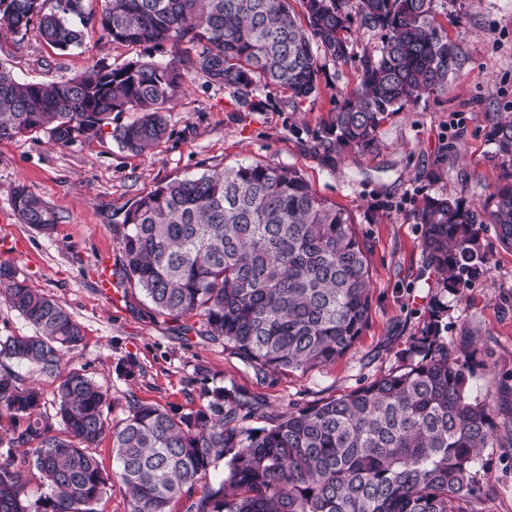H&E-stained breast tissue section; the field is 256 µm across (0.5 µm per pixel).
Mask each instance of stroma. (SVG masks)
I'll return each mask as SVG.
<instances>
[{
  "label": "stroma",
  "instance_id": "1",
  "mask_svg": "<svg viewBox=\"0 0 512 512\" xmlns=\"http://www.w3.org/2000/svg\"><path fill=\"white\" fill-rule=\"evenodd\" d=\"M436 20L456 40L461 67L443 90L425 93L379 128L369 155L346 154L328 168L310 150L312 135L361 80L360 61L382 45L380 31L352 24L347 62L320 59L315 97L289 101L282 89L260 87L251 111H239L228 89L194 77L167 103L169 139L133 155L111 133L62 147L41 133L0 140V264L49 295L83 332L63 370L82 369L108 389L110 416L121 421L129 398L183 411L204 390L235 387L260 402L267 419L294 406L339 396L388 373L396 355L425 326L436 294L425 265L414 214L422 200L452 194L482 206L501 170L483 116L512 113V0H436ZM173 45H127L86 30L82 47L66 52L44 43L37 27L16 34L0 27V59L23 79L82 74L90 61L160 62ZM261 163L300 171L320 198L346 209L369 246L372 316L355 348L336 363L281 373L262 381L223 344L204 337L197 316L173 321L151 316L137 288L120 303L97 286L101 258L119 256L126 209L156 186L175 179ZM25 185L52 209L44 234L21 223L12 192ZM487 272L463 296H448L449 342L475 340L471 386L490 393L497 418L512 416V250L485 229ZM134 362L131 376L120 367ZM489 492L476 512H512V448L490 451Z\"/></svg>",
  "mask_w": 512,
  "mask_h": 512
}]
</instances>
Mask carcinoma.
Returning a JSON list of instances; mask_svg holds the SVG:
<instances>
[{
    "instance_id": "carcinoma-1",
    "label": "carcinoma",
    "mask_w": 512,
    "mask_h": 512,
    "mask_svg": "<svg viewBox=\"0 0 512 512\" xmlns=\"http://www.w3.org/2000/svg\"><path fill=\"white\" fill-rule=\"evenodd\" d=\"M45 2L0 0V26L19 34L35 23L59 51L82 47L84 29L95 26L113 42L190 48L167 62L98 60L51 81L22 80L0 60V140L42 132L69 146L102 134L112 113L136 112L113 137L140 155L170 137L166 104L194 75L230 90L244 109L260 78L308 99L319 92L316 50L347 61L356 18L385 40L364 57L360 87L313 136V153L334 168L348 152H374L384 119L444 89L460 66L458 45L436 25V0H302L305 27L289 0H104L97 15L83 0H54L48 11ZM484 119L505 171L492 207L438 194L415 213L442 295H463L485 273L487 225L512 249V113ZM11 202L24 224L47 233L56 223L24 185ZM122 226L120 283L141 289L160 316L201 317L206 337L259 378L333 364L369 324L367 243L349 213L295 168L240 164L161 184L135 200ZM0 299L33 327L0 337V417L11 418L0 439L9 447L0 452V512H96L114 479L129 491L128 512H173L181 500L184 512H474L487 491L486 449L512 447V422L498 426L490 395L472 393L470 356L443 335L448 306L437 298L396 369L262 427L250 426L262 405L224 386L185 412L131 398L114 426L108 390L81 370L62 372L65 353L82 342L80 323L7 264ZM14 365L58 382L54 415ZM106 435L111 474L90 452ZM13 448L30 449V458L16 460ZM218 468L221 478L197 489ZM33 477L46 488L36 498Z\"/></svg>"
}]
</instances>
